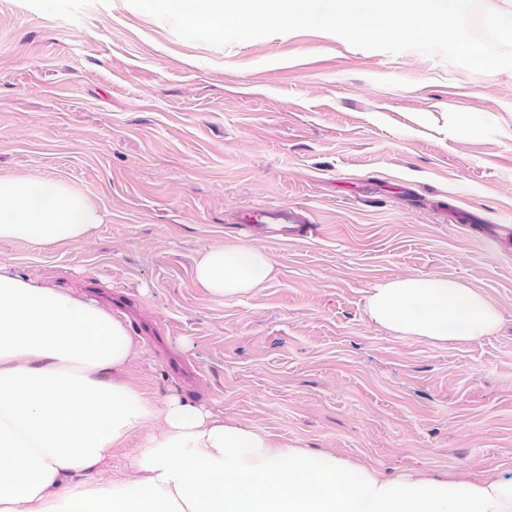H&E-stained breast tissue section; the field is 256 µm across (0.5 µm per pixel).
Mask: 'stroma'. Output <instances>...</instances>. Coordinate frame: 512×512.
I'll use <instances>...</instances> for the list:
<instances>
[{"mask_svg":"<svg viewBox=\"0 0 512 512\" xmlns=\"http://www.w3.org/2000/svg\"><path fill=\"white\" fill-rule=\"evenodd\" d=\"M0 174L61 178L104 212L80 243L0 241V264L152 327L131 380L292 448L398 475L512 472V69L300 30L214 46L129 0H0ZM294 207L281 244L233 230ZM252 239L254 294L213 297L200 250ZM441 274L499 307L434 344L373 324L367 291ZM263 217H270L275 224H290V226L279 230H272L267 224H258ZM244 224H237L238 228L248 231L255 236L268 238L277 241L304 240L312 237L317 227L315 224H296L297 210L293 208H279L275 210H263L251 217Z\"/></svg>","mask_w":512,"mask_h":512,"instance_id":"stroma-1","label":"stroma"}]
</instances>
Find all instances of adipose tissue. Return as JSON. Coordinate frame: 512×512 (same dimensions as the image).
Masks as SVG:
<instances>
[{
    "instance_id": "ef3b65f1",
    "label": "adipose tissue",
    "mask_w": 512,
    "mask_h": 512,
    "mask_svg": "<svg viewBox=\"0 0 512 512\" xmlns=\"http://www.w3.org/2000/svg\"><path fill=\"white\" fill-rule=\"evenodd\" d=\"M104 213L61 179L0 174V240L77 243ZM247 243L201 250L195 278L218 298L273 274ZM370 320L431 342L494 334L500 309L438 274L398 277L365 297ZM141 345L124 320L0 267V512H512V476H383L335 454L275 443L178 395L124 376ZM145 430L130 478L112 451Z\"/></svg>"
}]
</instances>
